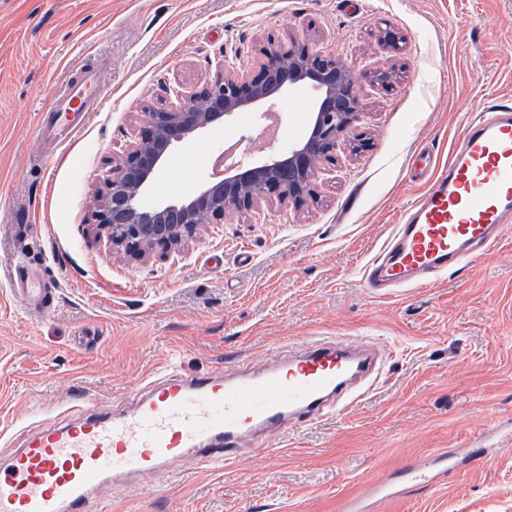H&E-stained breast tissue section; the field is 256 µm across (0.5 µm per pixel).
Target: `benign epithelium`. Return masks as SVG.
Returning <instances> with one entry per match:
<instances>
[{"label":"benign epithelium","mask_w":512,"mask_h":512,"mask_svg":"<svg viewBox=\"0 0 512 512\" xmlns=\"http://www.w3.org/2000/svg\"><path fill=\"white\" fill-rule=\"evenodd\" d=\"M381 46L401 49L399 33L389 24L376 34ZM256 70L216 63L214 76L200 86L164 87L162 103L143 113L137 138L102 170L103 191L95 199L99 234L133 260L180 250L205 224L227 215L257 213L274 203L315 199L313 182L319 165L334 160L342 137L370 141L359 131L363 121L356 95L358 78L333 54H323L309 38L284 51L270 35L255 38ZM306 88L312 107L303 139L260 161L227 169L220 182L207 181L185 200L145 203L163 165L178 144L190 143L201 131L227 124L238 113L272 96Z\"/></svg>","instance_id":"obj_1"}]
</instances>
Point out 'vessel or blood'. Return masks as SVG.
Wrapping results in <instances>:
<instances>
[{"mask_svg": "<svg viewBox=\"0 0 512 512\" xmlns=\"http://www.w3.org/2000/svg\"><path fill=\"white\" fill-rule=\"evenodd\" d=\"M100 81L85 72L57 94L43 124L58 142L96 111ZM60 112L75 114L58 127ZM512 233V105L494 104L468 123L448 164L407 204L382 252L363 269L367 288L387 295L416 288ZM16 296L48 312L53 292L22 273ZM382 353L349 339L306 343L289 361L254 370L186 373L169 365L144 382L125 413L97 411L80 396L0 462V512H88L108 486L167 476L191 460L233 465L245 452L280 446L288 425L310 422L353 402L352 384L377 374Z\"/></svg>", "mask_w": 512, "mask_h": 512, "instance_id": "b4317fda", "label": "vessel or blood"}]
</instances>
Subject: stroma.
<instances>
[{"mask_svg": "<svg viewBox=\"0 0 512 512\" xmlns=\"http://www.w3.org/2000/svg\"><path fill=\"white\" fill-rule=\"evenodd\" d=\"M393 25L404 48L371 36ZM361 79L371 145L340 141L317 199L230 215L183 250L133 262L97 235L106 160L134 141L164 86L199 85L217 61L252 66L254 37L289 46L305 29ZM99 71L98 112L65 145L37 129L66 78ZM512 103V0H0V459L82 392L124 410L141 381L288 357L314 337L368 336L391 354L347 409L293 427L283 446L224 468L186 465L137 488H107L90 512H341L362 486L460 448L447 481L381 512H512V236L461 269L381 297L362 281L404 206L427 188L411 155L445 162L468 120ZM309 92L276 99L280 143L307 130ZM263 118L238 114L175 150L151 194L182 198L224 142L267 153ZM55 291L50 313L13 294L17 259Z\"/></svg>", "mask_w": 512, "mask_h": 512, "instance_id": "35a3bbf8", "label": "stroma"}]
</instances>
